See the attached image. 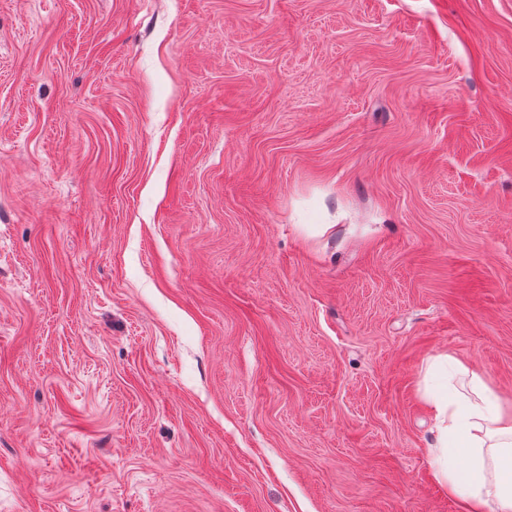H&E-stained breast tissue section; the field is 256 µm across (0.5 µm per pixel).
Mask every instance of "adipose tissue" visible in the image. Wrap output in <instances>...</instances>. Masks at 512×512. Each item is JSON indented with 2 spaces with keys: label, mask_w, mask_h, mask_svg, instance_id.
Instances as JSON below:
<instances>
[{
  "label": "adipose tissue",
  "mask_w": 512,
  "mask_h": 512,
  "mask_svg": "<svg viewBox=\"0 0 512 512\" xmlns=\"http://www.w3.org/2000/svg\"><path fill=\"white\" fill-rule=\"evenodd\" d=\"M425 383L437 482L469 512H512V410L482 371L445 354L431 358Z\"/></svg>",
  "instance_id": "ef3b65f1"
}]
</instances>
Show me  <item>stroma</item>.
<instances>
[{
    "label": "stroma",
    "instance_id": "35a3bbf8",
    "mask_svg": "<svg viewBox=\"0 0 512 512\" xmlns=\"http://www.w3.org/2000/svg\"><path fill=\"white\" fill-rule=\"evenodd\" d=\"M439 354L512 406V0H0V512H469Z\"/></svg>",
    "mask_w": 512,
    "mask_h": 512
}]
</instances>
